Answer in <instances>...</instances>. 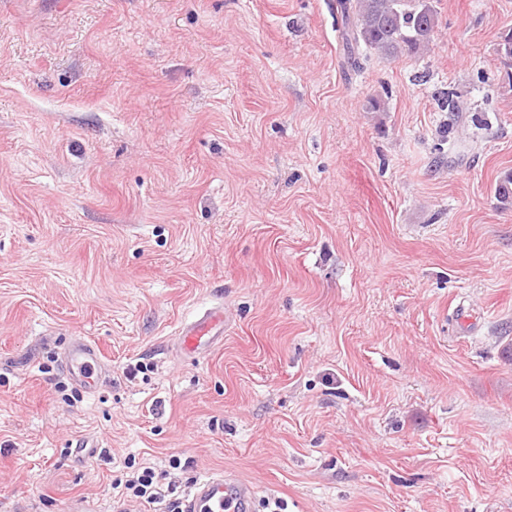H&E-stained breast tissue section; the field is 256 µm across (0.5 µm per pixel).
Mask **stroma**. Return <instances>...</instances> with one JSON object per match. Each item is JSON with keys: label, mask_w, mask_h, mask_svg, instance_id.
<instances>
[{"label": "stroma", "mask_w": 512, "mask_h": 512, "mask_svg": "<svg viewBox=\"0 0 512 512\" xmlns=\"http://www.w3.org/2000/svg\"><path fill=\"white\" fill-rule=\"evenodd\" d=\"M437 7L354 70L336 0H0V512H512V0ZM224 332V307H215L201 320L184 326L178 337L182 351L193 356L204 351ZM64 369L71 379L84 388H91L104 370V356L100 347L91 341L71 342L61 356ZM124 489L126 492H122L121 496L125 493V496L139 498L149 506L162 502L166 496L165 491L159 485L158 476L151 466L138 467L131 478L124 483ZM179 503L181 512H256L253 488L224 470L196 482Z\"/></svg>", "instance_id": "35a3bbf8"}]
</instances>
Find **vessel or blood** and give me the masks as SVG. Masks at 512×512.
I'll return each instance as SVG.
<instances>
[{
    "instance_id": "obj_1",
    "label": "vessel or blood",
    "mask_w": 512,
    "mask_h": 512,
    "mask_svg": "<svg viewBox=\"0 0 512 512\" xmlns=\"http://www.w3.org/2000/svg\"><path fill=\"white\" fill-rule=\"evenodd\" d=\"M224 331V310L216 307L201 320L186 325L179 336L182 351L199 354ZM64 369L78 385L89 388L104 370L100 347L91 341L71 342L61 356ZM181 512H256L252 487L235 474L217 471L195 483L180 501Z\"/></svg>"
}]
</instances>
